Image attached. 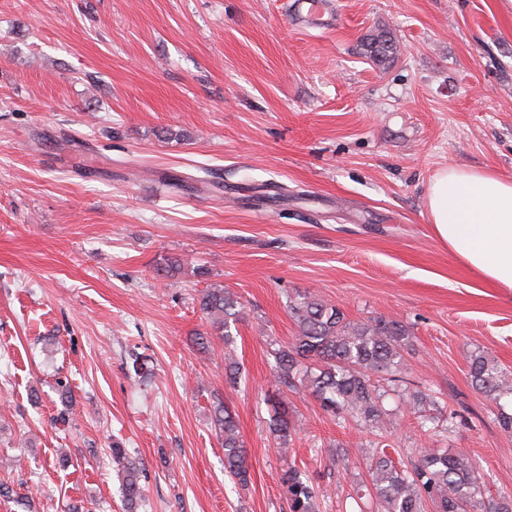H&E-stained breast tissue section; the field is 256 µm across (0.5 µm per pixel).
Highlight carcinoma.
<instances>
[{"mask_svg": "<svg viewBox=\"0 0 512 512\" xmlns=\"http://www.w3.org/2000/svg\"><path fill=\"white\" fill-rule=\"evenodd\" d=\"M364 51L372 62L382 65L398 55L399 42L390 31L378 29L366 38ZM198 305L215 335L224 340V347L233 346L231 324L242 314L238 298L211 287L200 291ZM288 312L297 332L291 341L271 351L275 380L289 390L309 392L324 410L343 419L380 428L388 391L382 381H395L393 374L412 339L410 330L383 318L351 321L338 307L312 293L290 299ZM468 374L473 387L488 400L498 404L512 398V374L485 355L472 356ZM242 378L240 363L231 353L224 354L225 382L235 387ZM391 391L405 401L421 428L431 429L434 418L425 414L431 395H409L394 387ZM211 425L222 440L224 472L240 486H247V450L234 414L221 399L213 403ZM267 426L272 436L287 443L296 430L287 403L273 406ZM111 453L126 512H138L145 500L144 469L118 442L112 444ZM370 471L374 496L383 512H424L428 503L434 512H512V493L492 494L485 474L462 454L426 448L412 467L404 469L395 464L387 448H377ZM281 484L289 512H319V487L306 474L290 466L282 471Z\"/></svg>", "mask_w": 512, "mask_h": 512, "instance_id": "1", "label": "carcinoma"}]
</instances>
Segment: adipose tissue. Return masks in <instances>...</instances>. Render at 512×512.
Returning a JSON list of instances; mask_svg holds the SVG:
<instances>
[{"instance_id": "ef3b65f1", "label": "adipose tissue", "mask_w": 512, "mask_h": 512, "mask_svg": "<svg viewBox=\"0 0 512 512\" xmlns=\"http://www.w3.org/2000/svg\"><path fill=\"white\" fill-rule=\"evenodd\" d=\"M438 241L486 284L512 290V181L450 167L426 193Z\"/></svg>"}]
</instances>
